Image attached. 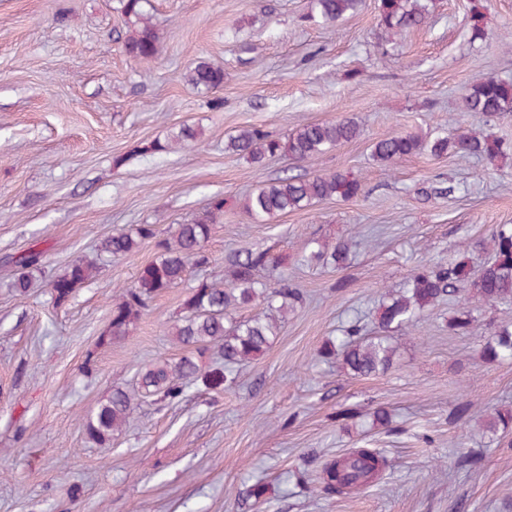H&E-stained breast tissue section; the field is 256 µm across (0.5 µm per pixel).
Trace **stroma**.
I'll return each mask as SVG.
<instances>
[{
    "mask_svg": "<svg viewBox=\"0 0 512 512\" xmlns=\"http://www.w3.org/2000/svg\"><path fill=\"white\" fill-rule=\"evenodd\" d=\"M472 0H429L420 27L379 23L376 0L337 23L314 19L313 0H146L161 35L140 63L120 39L122 0H0V512H505L512 504V433L485 428L512 409V360L483 346L512 325V302L473 308L468 333L450 327L458 300L396 332L392 367L356 377L319 351L352 322L374 327L384 297L421 262L470 252L512 224V159L488 163L421 153L386 167L378 138L458 128L512 142V113L469 114L476 80H512V0H483L486 37L472 40ZM224 70L222 88L188 83L198 61ZM352 118L360 135L294 167L232 152L238 130L281 136L307 122ZM192 128L194 138L180 137ZM167 144L149 151L151 142ZM357 177L363 193L260 223L248 193L298 172ZM452 194H443L446 186ZM224 214L206 244L208 266L157 294L121 340L112 307L157 239L213 197ZM132 224L157 237L120 259L96 247ZM372 235L347 268L303 265L313 239ZM239 249L282 258L262 280L283 279L304 301L271 347L236 366L233 383L187 385L167 403L144 396L139 373L189 350L170 331L198 280L222 281ZM41 252L27 292L19 259ZM98 272L64 303L51 283L74 260ZM133 396L125 426L100 444L85 419L113 388ZM386 408L389 426L373 422ZM390 466L344 497L314 492L322 464L358 447ZM473 463L458 467L460 452ZM263 483V501L249 495Z\"/></svg>",
    "mask_w": 512,
    "mask_h": 512,
    "instance_id": "obj_1",
    "label": "stroma"
}]
</instances>
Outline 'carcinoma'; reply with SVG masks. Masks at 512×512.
Masks as SVG:
<instances>
[{"instance_id":"1","label":"carcinoma","mask_w":512,"mask_h":512,"mask_svg":"<svg viewBox=\"0 0 512 512\" xmlns=\"http://www.w3.org/2000/svg\"><path fill=\"white\" fill-rule=\"evenodd\" d=\"M364 0H315L317 17L334 23L358 12ZM484 6L474 2L471 8V34L474 39L485 35ZM123 11L132 29L123 45L127 54L139 62H150L160 52V39L143 0H123ZM428 6L424 0H379L381 26L400 33L424 23ZM193 86L216 90L224 85V69L206 61L199 62L187 74ZM463 109L487 117L512 112V81L487 75L472 84L463 97ZM360 134L352 118L306 123L284 137H274L264 130L250 126L233 137L228 148L247 156L253 162L267 157L285 156L300 165L323 155ZM423 152L436 157L470 155L490 163L512 155V146L491 136H476L463 131L437 134L423 138L412 133L388 134L372 145L373 158L384 166ZM363 191L361 181L340 171L318 175H291L277 178L247 195L244 210L260 222L270 221L282 214L307 209L323 200L337 198L348 201ZM225 201L214 199L209 207L187 224L177 225L172 235L159 240V255L144 265L137 277L123 289L122 300L112 308L109 335L117 341L126 336L129 327L149 309L155 295L182 284L193 267L210 263L204 244L210 238L214 224L224 214ZM156 237L151 224H137L122 229L102 240L100 251L119 259L132 253L144 240ZM356 241L322 244L309 242L303 255L307 264L342 268L346 265L351 247ZM479 249L489 252L487 260L477 263L472 256L450 257L446 262L417 268L404 288L380 304L375 314L376 335L362 333L356 322L343 330L336 341L328 342L321 357H338L343 368L354 376H371L392 366L395 349L391 333L407 328L438 302L460 292V286L470 285L475 297L485 304L512 299V224H499L488 242L478 243ZM279 267V257L269 250H238L225 257V277L222 282L201 280L191 287L183 303V316L172 327L177 343L196 349L210 345L218 348L224 358V369L199 376V365L193 358H182L174 366L153 363L140 374L145 392L168 401L178 399L184 385L198 378L207 386L217 387L229 381L226 370L247 363L271 346L279 334L288 309L302 301L298 288L286 281L272 287L259 278L262 269ZM96 265L78 259L55 277L58 288L54 300L67 301L82 285L93 278ZM257 301L267 304V311L246 320H236L232 312ZM488 361L512 359V326L501 327L483 347ZM132 410L129 394L121 388L112 390L106 403L85 422L88 435L97 442L112 438ZM492 433L512 432V411L495 412L487 424ZM384 457L365 449L354 450L327 461L319 474L321 492L329 497L366 488L377 477Z\"/></svg>"}]
</instances>
